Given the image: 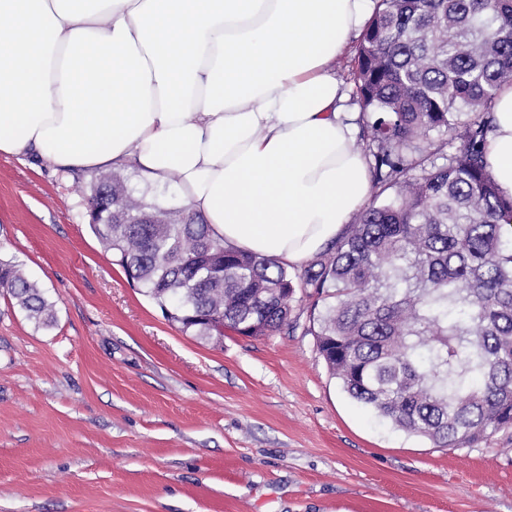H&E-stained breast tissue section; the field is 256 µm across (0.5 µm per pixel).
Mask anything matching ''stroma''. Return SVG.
<instances>
[{"label":"stroma","mask_w":512,"mask_h":512,"mask_svg":"<svg viewBox=\"0 0 512 512\" xmlns=\"http://www.w3.org/2000/svg\"><path fill=\"white\" fill-rule=\"evenodd\" d=\"M89 173L0 156V512H512V427L439 448L330 375L308 311L272 336L181 332L87 227ZM0 288L16 300L29 319L48 327L54 322L53 304L34 283H31L16 265L0 262Z\"/></svg>","instance_id":"35a3bbf8"}]
</instances>
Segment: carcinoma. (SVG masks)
I'll use <instances>...</instances> for the list:
<instances>
[{
	"mask_svg": "<svg viewBox=\"0 0 512 512\" xmlns=\"http://www.w3.org/2000/svg\"><path fill=\"white\" fill-rule=\"evenodd\" d=\"M354 148L374 195L300 275L213 238L131 184L90 179L88 227L182 332L271 336L301 288L343 390L440 448L512 425V197L487 170L493 103L512 87V0H377L352 59ZM0 288L48 327L53 304L10 263Z\"/></svg>",
	"mask_w": 512,
	"mask_h": 512,
	"instance_id": "carcinoma-1",
	"label": "carcinoma"
}]
</instances>
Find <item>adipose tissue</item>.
<instances>
[{"label":"adipose tissue","mask_w":512,"mask_h":512,"mask_svg":"<svg viewBox=\"0 0 512 512\" xmlns=\"http://www.w3.org/2000/svg\"><path fill=\"white\" fill-rule=\"evenodd\" d=\"M371 0H0V154L176 179L238 251L304 265L366 205L333 66ZM489 171L512 197V87Z\"/></svg>","instance_id":"ef3b65f1"}]
</instances>
